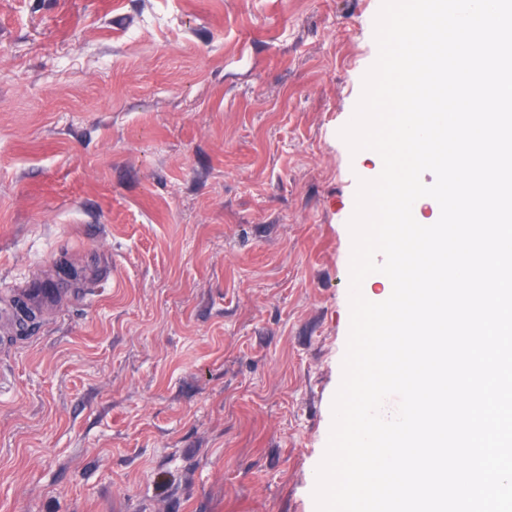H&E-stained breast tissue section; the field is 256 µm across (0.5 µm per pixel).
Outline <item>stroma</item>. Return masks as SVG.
I'll list each match as a JSON object with an SVG mask.
<instances>
[{
  "label": "stroma",
  "mask_w": 512,
  "mask_h": 512,
  "mask_svg": "<svg viewBox=\"0 0 512 512\" xmlns=\"http://www.w3.org/2000/svg\"><path fill=\"white\" fill-rule=\"evenodd\" d=\"M381 0H0V512H316Z\"/></svg>",
  "instance_id": "35a3bbf8"
}]
</instances>
